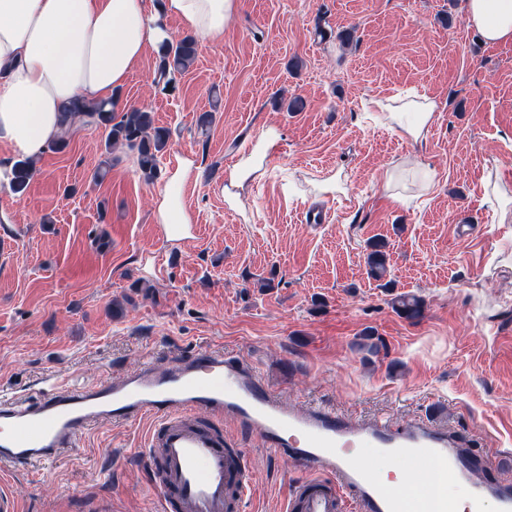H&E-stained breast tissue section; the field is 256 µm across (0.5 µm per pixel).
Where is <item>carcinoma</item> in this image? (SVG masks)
I'll use <instances>...</instances> for the list:
<instances>
[{
  "mask_svg": "<svg viewBox=\"0 0 512 512\" xmlns=\"http://www.w3.org/2000/svg\"><path fill=\"white\" fill-rule=\"evenodd\" d=\"M197 53L198 43L191 36L176 42H164L157 54L154 82L163 84L165 89L171 86L175 75L183 73L194 63ZM65 111L83 113L87 116V123L104 128L106 154H111L116 147L125 148L134 154L144 176H157L159 156L166 148L169 131L155 126L153 112L131 108L117 116L110 100L89 104L76 100L65 107ZM34 169L33 159L21 158L15 161L8 174L9 186L14 194L22 196L27 193ZM383 247L385 243L381 241L373 243L368 255L370 274L376 279L386 273L385 256L381 251ZM393 306L404 317L415 319L422 314L424 302L415 295H400L394 300Z\"/></svg>",
  "mask_w": 512,
  "mask_h": 512,
  "instance_id": "1",
  "label": "carcinoma"
}]
</instances>
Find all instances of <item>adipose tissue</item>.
Listing matches in <instances>:
<instances>
[{"instance_id":"adipose-tissue-1","label":"adipose tissue","mask_w":512,"mask_h":512,"mask_svg":"<svg viewBox=\"0 0 512 512\" xmlns=\"http://www.w3.org/2000/svg\"><path fill=\"white\" fill-rule=\"evenodd\" d=\"M239 7L240 0H0V144L15 158L40 157L65 131L66 103L109 98L147 50L168 40L164 19L217 41ZM464 11L485 42H512V0H465ZM377 107L416 141L436 110L426 97ZM190 170L186 161L171 175L157 223H187L180 189Z\"/></svg>"}]
</instances>
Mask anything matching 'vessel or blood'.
<instances>
[{"label":"vessel or blood","instance_id":"vessel-or-blood-1","mask_svg":"<svg viewBox=\"0 0 512 512\" xmlns=\"http://www.w3.org/2000/svg\"><path fill=\"white\" fill-rule=\"evenodd\" d=\"M232 417L265 447L312 476L291 492L289 512H449L447 486L466 491L470 512H512V481L485 477L487 461L459 447L448 430L415 420L401 428L356 423L323 407L294 408L235 356L200 350L165 368L145 365L99 385H52L27 400L0 399V475L51 464L78 446L92 425L152 419L144 450L159 512H241L251 481L218 428ZM373 448L410 461L408 485L381 481L359 455ZM442 468L445 484L418 473Z\"/></svg>","mask_w":512,"mask_h":512}]
</instances>
